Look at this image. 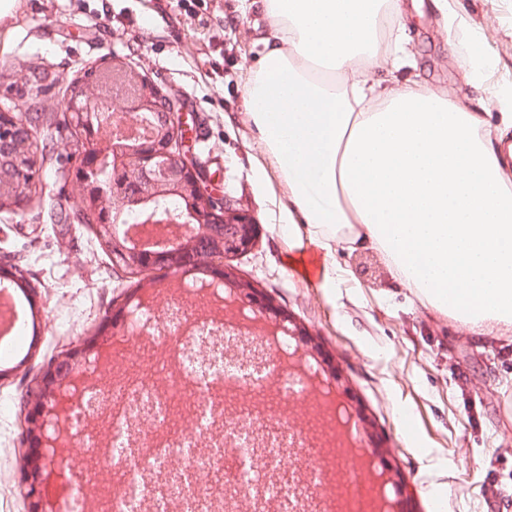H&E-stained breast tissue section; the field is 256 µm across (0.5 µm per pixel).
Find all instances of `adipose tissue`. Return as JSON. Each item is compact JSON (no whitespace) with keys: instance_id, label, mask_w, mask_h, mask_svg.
I'll list each match as a JSON object with an SVG mask.
<instances>
[{"instance_id":"ef3b65f1","label":"adipose tissue","mask_w":512,"mask_h":512,"mask_svg":"<svg viewBox=\"0 0 512 512\" xmlns=\"http://www.w3.org/2000/svg\"><path fill=\"white\" fill-rule=\"evenodd\" d=\"M267 18L247 112L288 192V235L319 286L367 245L427 308L473 336L512 332V177L495 127L448 92L402 86L399 0H251Z\"/></svg>"}]
</instances>
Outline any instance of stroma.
Returning a JSON list of instances; mask_svg holds the SVG:
<instances>
[{
	"label": "stroma",
	"mask_w": 512,
	"mask_h": 512,
	"mask_svg": "<svg viewBox=\"0 0 512 512\" xmlns=\"http://www.w3.org/2000/svg\"><path fill=\"white\" fill-rule=\"evenodd\" d=\"M400 2L410 60L401 79L422 76L484 121L499 123L494 95L512 90V0H448L458 27L450 45L434 0ZM266 28L246 0H17L11 18L0 23V91L43 69L66 83L95 61L117 56L161 90L183 94L193 152L207 159L212 177L259 226L252 249L226 263L287 312L291 345L275 358L311 381L304 403L281 402L271 389L222 397L227 423L240 422L258 402L277 416L276 425L253 433V455L284 448L287 465L274 461L269 470L288 494L307 488L316 462L336 461L326 439L288 445L318 410L342 414L362 429L372 458L365 477L381 512H434L436 501L426 494L433 486L440 487L446 512H512V337L476 343L420 306L365 247L333 253L350 271L358 260L371 263L374 274L359 288L347 282L323 291L291 265L299 250L284 227L287 192L245 107ZM474 52L483 57L477 82L468 78ZM41 187L38 201L0 210V266L25 270V294L39 320L38 330L22 337L24 361L0 371V512H28L18 475L37 445L48 457L42 512H53L68 483L81 478L88 512H103L104 490L126 478L99 465L112 454L108 418L90 414L80 429L71 428L62 392L86 374L101 383L108 376L101 367L88 372L80 361L47 395V363L75 347L89 356L108 352L136 302L156 309L183 299L194 323L242 318L250 303L185 294L183 282L207 281L204 272L129 273L102 248L95 227L53 221L68 202L54 179H43ZM36 405L50 422L37 440L28 421ZM427 448L439 466L429 467Z\"/></svg>",
	"instance_id": "stroma-1"
}]
</instances>
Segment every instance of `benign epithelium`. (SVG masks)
Segmentation results:
<instances>
[{
    "instance_id": "7a95c632",
    "label": "benign epithelium",
    "mask_w": 512,
    "mask_h": 512,
    "mask_svg": "<svg viewBox=\"0 0 512 512\" xmlns=\"http://www.w3.org/2000/svg\"><path fill=\"white\" fill-rule=\"evenodd\" d=\"M69 99L67 116L98 110L95 99L84 98L76 91ZM142 109L152 112L160 121L161 133L139 137L115 129L112 148L101 157L102 168L110 167L116 174H125L120 181L107 178L98 186V193L112 198L115 203L112 217L98 225L100 239L112 243V257L127 269L154 271L161 268L175 273L195 263L212 246L214 239L220 243L226 257L251 249L257 233L256 221L238 200L214 190L208 171L190 151L183 98L155 87ZM191 187L198 201L205 204L211 219L206 232L197 237L193 251L163 233L136 232L123 218L125 211L136 210L140 212L139 226L144 229H163L176 224L178 216L164 208L160 200L176 195L184 197ZM66 369H72L71 361H50L43 372V385H53ZM20 482L26 489L31 512H40L42 474L36 469L25 471Z\"/></svg>"
}]
</instances>
